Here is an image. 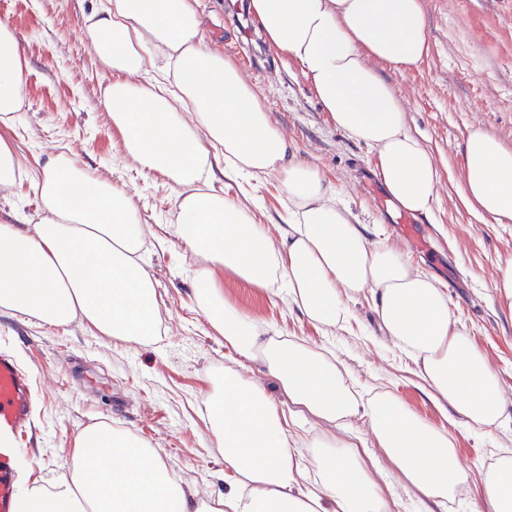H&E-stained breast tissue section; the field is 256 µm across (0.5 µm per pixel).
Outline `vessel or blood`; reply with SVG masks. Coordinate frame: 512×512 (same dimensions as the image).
Wrapping results in <instances>:
<instances>
[{"label":"vessel or blood","mask_w":512,"mask_h":512,"mask_svg":"<svg viewBox=\"0 0 512 512\" xmlns=\"http://www.w3.org/2000/svg\"><path fill=\"white\" fill-rule=\"evenodd\" d=\"M401 234L418 250L427 246L418 217L398 218ZM37 399L28 371L10 349L0 348V512H15L24 445L33 430Z\"/></svg>","instance_id":"obj_1"}]
</instances>
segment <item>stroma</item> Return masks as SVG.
I'll use <instances>...</instances> for the list:
<instances>
[{
  "mask_svg": "<svg viewBox=\"0 0 512 512\" xmlns=\"http://www.w3.org/2000/svg\"><path fill=\"white\" fill-rule=\"evenodd\" d=\"M103 2L0 0V22L22 36L29 61L24 103L10 136L27 172H35L48 154L63 152L130 191L144 226L140 260L154 280L160 332L154 341L136 344L78 320L58 327L0 314V344L30 373L38 398L32 438L37 481L53 483L70 463L77 434L107 421L148 443L186 485L208 496L224 489V456L209 428L205 401L234 363L195 300L193 270L201 260L174 234L177 188L133 168L107 117V81L82 33L84 17ZM424 4L427 55L400 72L380 67L405 109L410 132L430 147L440 170L438 197L422 218L429 249L417 263L447 289L453 318L487 355L512 404V309L494 288L498 264L512 257V223L475 213L457 192L471 127L482 126L512 147V0ZM198 10L208 47L220 51L225 42L240 39L224 17L230 11L246 14V0H199ZM247 46L262 71L246 78L290 152L342 191L368 237L403 249L396 213L372 199L370 186L379 180L372 153L337 130L299 66L270 48L260 32H253ZM214 187L231 199L248 198L255 223L272 236L284 229L287 202L275 176H220ZM218 283L225 301L243 315L283 338L332 349L364 396L391 391L423 420L451 432L472 476L447 512H470L481 497L478 470L492 462L497 449L512 448V420L485 433L431 397L413 362L383 335L369 297L350 301L346 329L326 330L309 323L285 293L254 288L226 271ZM237 368L274 392L273 379L259 363L246 360Z\"/></svg>",
  "mask_w": 512,
  "mask_h": 512,
  "instance_id": "obj_1",
  "label": "stroma"
}]
</instances>
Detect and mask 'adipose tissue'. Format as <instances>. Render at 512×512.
I'll list each match as a JSON object with an SVG mask.
<instances>
[{
  "instance_id": "adipose-tissue-1",
  "label": "adipose tissue",
  "mask_w": 512,
  "mask_h": 512,
  "mask_svg": "<svg viewBox=\"0 0 512 512\" xmlns=\"http://www.w3.org/2000/svg\"><path fill=\"white\" fill-rule=\"evenodd\" d=\"M250 11L265 40L299 65L337 129L373 153L395 204L430 214L441 183L435 158L407 129L393 85L376 68L401 70L427 54L422 0H250ZM84 35L111 77L104 103L126 156L182 189L175 231L203 259L195 299L211 327L238 356L263 365L295 413L334 426L364 414L373 447L328 434L302 458L277 396L228 367L207 404L233 474L222 494L199 497L155 449L100 423L78 434L67 472L33 487L17 512H394L399 487L447 507L471 476L455 437L392 392L362 398L333 353L242 315L216 276L224 269L267 291L281 284L310 322L328 328H343L349 299L370 292L386 336L432 397L488 432L512 408L485 353L453 319L445 288L370 240L336 187L290 155L254 87L206 45L197 0H106ZM28 65L19 34L0 22V125L11 126L22 107ZM153 69L159 78L133 83ZM219 168L277 177L288 212L279 237L212 189ZM30 186L38 223L22 215L0 222V312L52 326L81 319L103 335L147 342L159 302L136 259L144 226L131 195L63 153L47 156ZM459 195L475 212L512 222V149L480 126L464 144ZM481 487L490 512H512V448L499 449Z\"/></svg>"
}]
</instances>
